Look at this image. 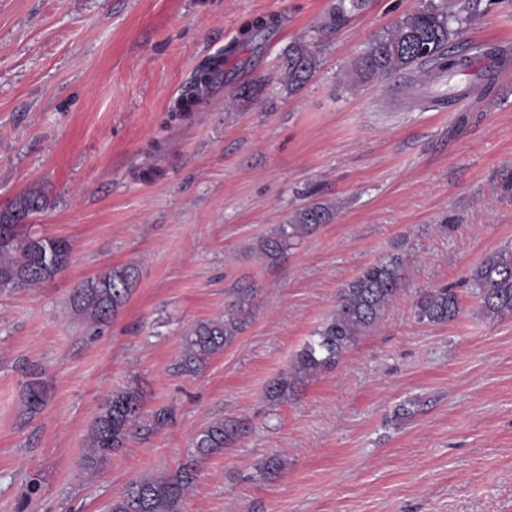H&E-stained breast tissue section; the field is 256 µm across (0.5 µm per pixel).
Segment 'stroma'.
<instances>
[{
  "label": "stroma",
  "mask_w": 512,
  "mask_h": 512,
  "mask_svg": "<svg viewBox=\"0 0 512 512\" xmlns=\"http://www.w3.org/2000/svg\"><path fill=\"white\" fill-rule=\"evenodd\" d=\"M425 0H365L319 41L298 91L288 45L333 0H0V216L42 197L29 232L68 240L67 267L0 287V512H105L139 478L172 472L218 418L239 433L202 460L183 512H512V317L482 316L466 278L512 242V79L458 96L512 45V0H448L471 16L451 44L465 74L349 76L372 38ZM270 20L247 35V22ZM224 82L186 116L171 108L230 45ZM254 93L235 99L238 87ZM316 202L335 212L279 262L257 241ZM398 253L406 278L384 320L288 401L268 385L367 265ZM139 277L97 330L69 297L111 268ZM462 311L419 322L421 292ZM250 289L253 319L198 373L182 338ZM45 406L24 414L25 385ZM138 388L172 417L97 472L90 425L112 391ZM277 459L268 475L264 464Z\"/></svg>",
  "instance_id": "obj_1"
}]
</instances>
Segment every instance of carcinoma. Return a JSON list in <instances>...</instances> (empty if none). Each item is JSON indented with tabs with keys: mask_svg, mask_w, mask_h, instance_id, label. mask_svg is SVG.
Masks as SVG:
<instances>
[{
	"mask_svg": "<svg viewBox=\"0 0 512 512\" xmlns=\"http://www.w3.org/2000/svg\"><path fill=\"white\" fill-rule=\"evenodd\" d=\"M363 0H335L328 19L317 29L321 34L333 29L347 15L362 7ZM466 19L448 14L443 3L428 0L420 8L398 19L375 37L352 63V74L363 80L384 81L417 63L433 61L436 71L431 79L454 77L469 68L470 59L448 52V42ZM236 53L228 46L195 74L192 86L181 96L174 111L192 112L212 87L224 79V64ZM318 45L312 41L296 42L288 47L281 64L282 82L288 90L304 86L319 67ZM42 207L41 197H24L15 213L0 218V283L14 288H30L55 277L68 265L71 248L61 238L21 234L20 223ZM333 219L331 207L313 203L295 212L288 223L277 225L258 243L260 254L277 262L286 252L320 226ZM406 275L402 256L390 254L366 266L341 290L336 309L298 352L289 372L267 388L272 402L294 396L305 382L336 366L343 354L358 339L370 332L383 318ZM472 295L481 313L491 319L512 317V245L505 244L488 255L470 272ZM137 281L136 268L114 267L92 277L74 289L69 305L75 315L87 323L102 326L111 321L125 305ZM458 295L448 288H435L420 295L415 304L418 321L444 324L458 317ZM252 320L246 302L232 306L224 319L202 321L183 337L182 367L194 373L240 336ZM46 401L42 382H28L25 392L27 412L36 413ZM166 409L144 413L139 391L133 388L112 392L111 398L94 418L87 437L84 467L95 470L112 454L127 446L133 431L150 432L165 424ZM234 426L215 420L199 430L192 440L191 460L172 473L143 477L131 482L112 499L107 512H182L183 503L194 480L197 462L224 450L235 436Z\"/></svg>",
	"mask_w": 512,
	"mask_h": 512,
	"instance_id": "obj_1",
	"label": "carcinoma"
}]
</instances>
